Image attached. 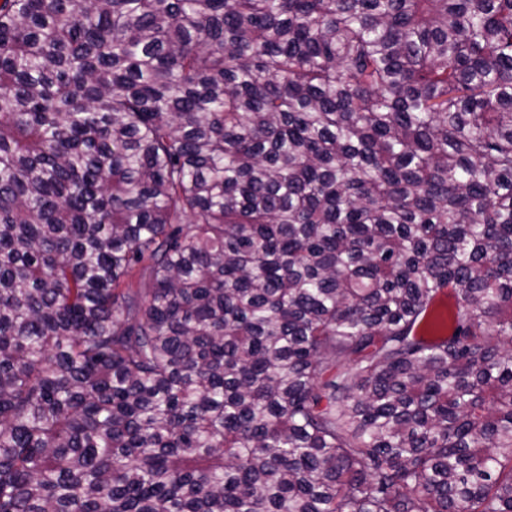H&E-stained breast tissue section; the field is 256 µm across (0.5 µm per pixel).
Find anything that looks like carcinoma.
<instances>
[{"instance_id":"obj_1","label":"carcinoma","mask_w":512,"mask_h":512,"mask_svg":"<svg viewBox=\"0 0 512 512\" xmlns=\"http://www.w3.org/2000/svg\"><path fill=\"white\" fill-rule=\"evenodd\" d=\"M0 512H512V0H0Z\"/></svg>"}]
</instances>
